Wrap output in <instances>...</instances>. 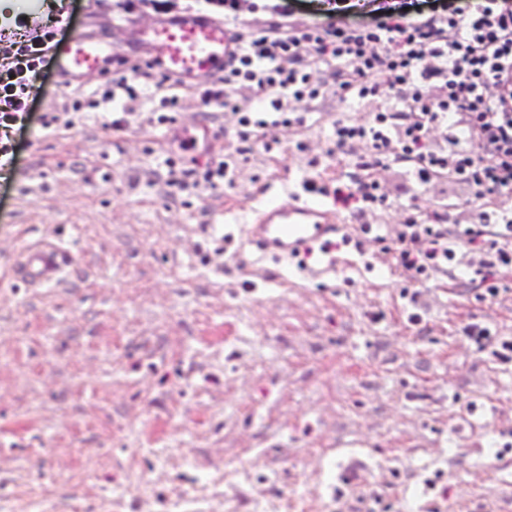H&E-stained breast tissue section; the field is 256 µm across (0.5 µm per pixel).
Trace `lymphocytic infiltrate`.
I'll use <instances>...</instances> for the list:
<instances>
[{"label": "lymphocytic infiltrate", "mask_w": 512, "mask_h": 512, "mask_svg": "<svg viewBox=\"0 0 512 512\" xmlns=\"http://www.w3.org/2000/svg\"><path fill=\"white\" fill-rule=\"evenodd\" d=\"M333 22L283 21L272 12L261 28L236 33V47L216 85L203 93L235 116L241 141H263L271 127L303 123L287 98L314 101L326 94L313 65L334 68L336 89L346 99H374L380 107L366 123L337 121L334 151L363 152L349 181L336 185L337 207L354 216L389 205L374 174L398 163L411 166L413 181L443 178L470 184L476 198L512 197V8L497 0L455 7L431 0H368L370 21L345 23L344 0H333ZM43 48L20 43L11 79L0 87V116L16 121L32 92L26 74L43 63ZM248 84L256 108L241 105L233 91ZM410 283L437 276L474 284L491 301L512 275V207L481 211L474 224L449 223L446 212L408 214L387 246ZM465 341L502 364L512 363V337L483 321L462 329Z\"/></svg>", "instance_id": "lymphocytic-infiltrate-1"}]
</instances>
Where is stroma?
Returning <instances> with one entry per match:
<instances>
[{
	"label": "stroma",
	"instance_id": "obj_1",
	"mask_svg": "<svg viewBox=\"0 0 512 512\" xmlns=\"http://www.w3.org/2000/svg\"><path fill=\"white\" fill-rule=\"evenodd\" d=\"M183 14L223 18L216 0H0V71L17 42L101 37L114 57L149 59L140 33ZM290 101L300 127L250 143L229 182L200 183L234 153L236 119L203 106L212 77L163 75L112 94L111 72L66 83L38 70L37 94L13 123L0 180V512H358L377 495L390 512H512V365L476 352L461 329L479 318L512 336V290L478 302L462 281L401 294L391 255L369 237L305 265L258 255L248 222L271 188L348 180L353 156L328 155L336 120L377 109L335 93ZM177 96V124L159 118ZM195 140L191 150L183 140ZM174 167H167V160ZM176 170L181 186L169 183ZM379 178L389 208L364 223L392 235L408 207L467 224L474 194L443 180L415 185L406 167ZM62 244L59 284L16 279L27 247ZM421 317L412 323L411 314ZM356 466V483H337ZM443 474V499L423 482ZM144 482L146 491L136 489Z\"/></svg>",
	"mask_w": 512,
	"mask_h": 512
}]
</instances>
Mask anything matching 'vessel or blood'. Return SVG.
<instances>
[{
  "label": "vessel or blood",
  "instance_id": "vessel-or-blood-1",
  "mask_svg": "<svg viewBox=\"0 0 512 512\" xmlns=\"http://www.w3.org/2000/svg\"><path fill=\"white\" fill-rule=\"evenodd\" d=\"M152 59L166 73L192 78L224 64L233 50L223 22L204 15H181L157 23L151 41ZM112 58L111 47L95 37H73L59 43L55 63L61 75L79 80L87 72L103 70ZM339 229L321 199L309 196L282 201L267 196L251 222L250 241L266 257L297 255L299 250L328 242ZM72 261L64 247L46 242L29 247L18 271L30 284L57 283Z\"/></svg>",
  "mask_w": 512,
  "mask_h": 512
}]
</instances>
